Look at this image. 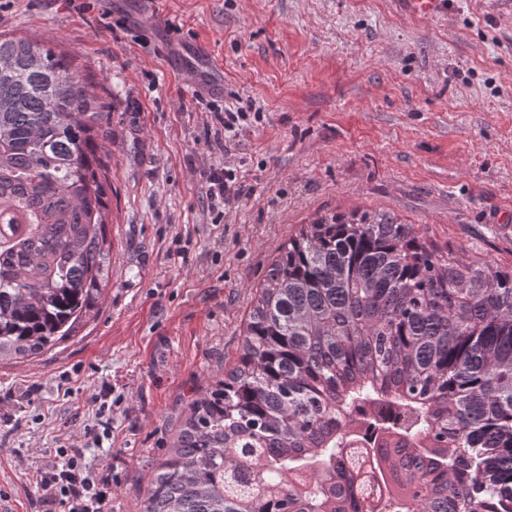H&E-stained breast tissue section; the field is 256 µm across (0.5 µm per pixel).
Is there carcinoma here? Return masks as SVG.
Returning a JSON list of instances; mask_svg holds the SVG:
<instances>
[{"instance_id": "obj_1", "label": "carcinoma", "mask_w": 512, "mask_h": 512, "mask_svg": "<svg viewBox=\"0 0 512 512\" xmlns=\"http://www.w3.org/2000/svg\"><path fill=\"white\" fill-rule=\"evenodd\" d=\"M111 112L75 59L0 36V361L70 336L112 276ZM394 417L363 440L354 416ZM512 512V269L388 212L288 239L239 355L190 405L143 512Z\"/></svg>"}]
</instances>
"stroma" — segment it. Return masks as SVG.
Listing matches in <instances>:
<instances>
[{
	"mask_svg": "<svg viewBox=\"0 0 512 512\" xmlns=\"http://www.w3.org/2000/svg\"><path fill=\"white\" fill-rule=\"evenodd\" d=\"M12 0L0 33L73 55L111 112L112 277L72 337L0 364V498L84 448L111 512H141L189 401L238 355L252 298L301 225L391 212L472 261L512 264V0ZM210 51L224 86L185 63ZM252 103L233 140L220 112ZM244 187L212 209L205 173ZM108 403L112 435L103 431ZM407 12L420 17H434L446 11V0H400Z\"/></svg>",
	"mask_w": 512,
	"mask_h": 512,
	"instance_id": "1",
	"label": "stroma"
}]
</instances>
